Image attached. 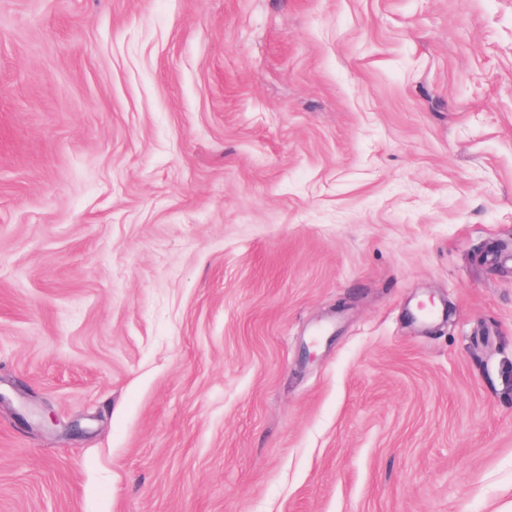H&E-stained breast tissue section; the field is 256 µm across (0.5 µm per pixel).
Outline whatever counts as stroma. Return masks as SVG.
I'll return each instance as SVG.
<instances>
[{
    "label": "stroma",
    "instance_id": "1",
    "mask_svg": "<svg viewBox=\"0 0 512 512\" xmlns=\"http://www.w3.org/2000/svg\"><path fill=\"white\" fill-rule=\"evenodd\" d=\"M0 393V512H512V0H0Z\"/></svg>",
    "mask_w": 512,
    "mask_h": 512
}]
</instances>
